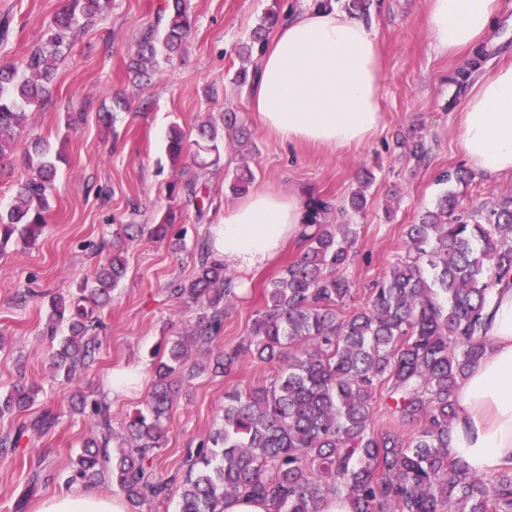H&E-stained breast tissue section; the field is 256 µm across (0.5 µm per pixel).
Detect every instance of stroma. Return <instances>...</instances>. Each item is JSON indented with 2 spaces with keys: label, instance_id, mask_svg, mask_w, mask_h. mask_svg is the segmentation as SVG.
I'll return each instance as SVG.
<instances>
[{
  "label": "stroma",
  "instance_id": "obj_1",
  "mask_svg": "<svg viewBox=\"0 0 512 512\" xmlns=\"http://www.w3.org/2000/svg\"><path fill=\"white\" fill-rule=\"evenodd\" d=\"M65 0H0V64L14 63L40 41ZM312 0H192L195 26L179 55L161 62L150 84L129 74L144 28L164 13L166 0H113L112 12L87 27L76 46L59 62L50 102L30 109L24 134H37L62 155L44 233L34 245L9 242L0 251V395L18 385L38 394L27 415L49 411L57 415L54 430L21 443L12 454H0V512H36L44 500L66 492L61 475L92 433L88 415L78 411L80 394L108 396L113 426H121L145 405L153 383L152 363L168 339L186 335L197 310L169 291L171 283L190 281L197 269L196 243L210 225L222 223L224 212L241 202L229 189L237 171L250 169V192L282 195L301 190L333 206L346 205L364 177L367 205L354 215L360 234L357 256L344 274L364 289L381 278L402 254L406 225L434 207L443 190L455 193L464 209L488 207L497 195L512 191V174L495 179L471 168L460 146L458 115L471 85L451 82L461 63L458 55L441 52L427 27V0H373L369 23L382 50L383 120L379 129L358 146L328 149L287 143L267 131L250 107L251 85H238L239 69H254L258 58L239 55L265 13L279 16L306 9ZM498 45L491 47L480 72L489 74L512 64V0H501ZM131 108L100 119L112 110L114 95ZM233 110L254 129L251 144L224 142L221 161L208 179L209 198L203 211L171 197L169 185L195 172L189 157L172 161L166 135L179 127L187 140L209 115ZM423 138L424 160L409 156L400 138ZM467 170L468 179L439 184L448 169ZM176 214L183 247L142 236L134 242L113 238L117 224H155L168 212ZM120 249L127 275L103 309L102 346L95 362L73 382L53 377L54 345L44 335L47 304L57 294H77L94 269ZM301 250L288 241L273 265L248 274L249 286L224 311V330L208 351L237 345L249 333L264 307L270 280ZM20 288L35 291L18 304ZM136 368L137 388L114 397L109 390L113 370ZM271 375L266 364L249 363L232 379L204 373L185 383L165 422L166 441L154 473L158 479L182 477L190 449L216 429L224 416V392L236 386L250 389Z\"/></svg>",
  "mask_w": 512,
  "mask_h": 512
}]
</instances>
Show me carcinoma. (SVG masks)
Instances as JSON below:
<instances>
[{
	"mask_svg": "<svg viewBox=\"0 0 512 512\" xmlns=\"http://www.w3.org/2000/svg\"><path fill=\"white\" fill-rule=\"evenodd\" d=\"M167 9V18L143 31L128 65L139 79L151 78L158 57L172 59L190 35L189 0H167ZM111 11L112 0H66L46 38L19 62L0 67V159L18 149L26 109L49 102L56 63ZM276 21V14L266 15L239 53L262 52ZM484 55L476 49L454 82L462 84ZM226 130L243 145L252 137L236 112L209 117L198 128V172L172 184L171 193L197 199L207 169L219 162ZM167 150L174 161L184 155L180 130L171 129ZM50 153L39 136L25 148L26 174L16 181L13 204L0 212V248L12 240L32 244L43 232L56 177ZM457 209L446 191L408 225L403 256L353 308L357 289L340 270L352 260L358 225L328 224L331 204L309 201L301 251L265 290L248 338L208 365L192 360L193 351L223 330L235 292L224 264L200 242L195 277L174 289L198 309L190 334L167 341L153 363L145 407L121 430L112 426L105 397H80L96 434L71 462L67 482L110 476L132 512L149 499L167 498L171 484L154 480L151 467L177 385L206 370L229 377L249 359L273 369L270 382L224 392L222 424L188 454L179 512H223L225 502L241 496L266 501L273 512H320L330 496L343 500L347 512H512V469L488 480L452 449L455 393L487 348L483 330L493 291L512 281V193L465 217ZM174 220L169 213L158 224H121L116 234L132 240L146 231L178 246ZM125 275L124 260L114 254L78 297L51 298L47 334L57 338L64 325L68 331L52 354L54 373L65 381L94 361L101 345L94 312L110 302ZM35 395L31 386L15 390L0 401V414L23 411ZM379 404L392 427L374 426ZM24 433L21 427L1 437L0 453L15 452Z\"/></svg>",
	"mask_w": 512,
	"mask_h": 512,
	"instance_id": "carcinoma-1",
	"label": "carcinoma"
}]
</instances>
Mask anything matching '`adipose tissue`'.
<instances>
[{
    "label": "adipose tissue",
    "instance_id": "adipose-tissue-1",
    "mask_svg": "<svg viewBox=\"0 0 512 512\" xmlns=\"http://www.w3.org/2000/svg\"><path fill=\"white\" fill-rule=\"evenodd\" d=\"M499 0H427L437 47L454 54L477 46L496 26ZM383 70L377 36L338 9L311 7L288 16L264 50L251 98L262 124L288 143L327 148L365 142L382 120ZM469 163L487 177L512 173V66L483 76L459 114ZM302 192L253 194L208 231L214 260L247 273L275 261L305 221ZM489 346L456 394L452 448L470 471L512 467V286L497 288L488 309ZM37 512H126L96 488L44 501Z\"/></svg>",
    "mask_w": 512,
    "mask_h": 512
}]
</instances>
